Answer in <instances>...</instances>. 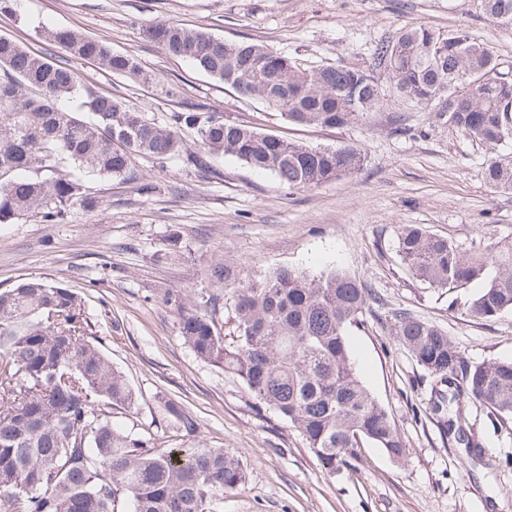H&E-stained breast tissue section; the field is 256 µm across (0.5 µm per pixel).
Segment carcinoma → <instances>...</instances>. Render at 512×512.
<instances>
[{
    "label": "carcinoma",
    "instance_id": "carcinoma-1",
    "mask_svg": "<svg viewBox=\"0 0 512 512\" xmlns=\"http://www.w3.org/2000/svg\"><path fill=\"white\" fill-rule=\"evenodd\" d=\"M484 7L492 20L512 23V0H484ZM143 35L274 110L279 105L266 94L283 92L288 109L281 115L294 125L341 128L379 101L365 68L303 67L263 43L226 41L174 23L148 25ZM40 36L65 58L37 55L0 36V224L33 214L59 223L75 204L92 212L99 201L73 170L137 183L133 161L141 155L203 174L211 172L212 157L230 155L296 189L363 164L354 146L311 148L193 104L158 123L82 83L69 60H90L166 98L181 96L178 84L77 30L43 27ZM373 60L405 97L442 102L448 122L491 151L488 184L512 190V157L495 153L512 143V75L500 70L490 44L463 32L410 29L377 45ZM75 99L76 112L66 107ZM184 128L197 134L199 150L187 149ZM397 248L411 276L431 288L453 292L480 283L464 304L466 317L486 321L512 309V242L462 250L404 224ZM224 295L234 312L231 340L211 313L181 317L182 337L197 357L239 378L330 473L353 466L367 445L406 460L405 440L360 378L348 345V330L377 301L371 289L336 269L311 275L280 268L243 284L226 265ZM393 336L431 379L433 419L469 458H480L482 442L463 426V415L478 403L499 421L512 419V361L471 364L444 329L407 312L396 316ZM139 401L96 344L74 292L42 280L0 290V512H222L224 490L246 483V467L222 448H165L112 424L113 411L130 415Z\"/></svg>",
    "mask_w": 512,
    "mask_h": 512
}]
</instances>
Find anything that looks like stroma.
I'll return each instance as SVG.
<instances>
[{"mask_svg": "<svg viewBox=\"0 0 512 512\" xmlns=\"http://www.w3.org/2000/svg\"><path fill=\"white\" fill-rule=\"evenodd\" d=\"M168 22L253 39L305 66L364 68L402 29L462 30L512 67V25L492 21L482 0H21L17 13H0V34L31 51L49 52L40 26L72 28L180 84L182 101H168L75 62L84 83L124 97L148 118L165 121L195 103L311 147H358L364 162L352 175L296 190L230 156L213 159L207 177L138 159L150 192L87 177L86 194L100 202L95 211L76 205L58 224L37 216L0 224V290L41 279L74 292L101 349L140 395L135 414H115L114 424L170 447L221 448L246 465L249 479L225 490L224 512H512V421L498 424L469 406L465 422L483 452L468 459L432 419L430 379L392 335L404 311L442 327L470 362L512 360V310L488 321L464 317L471 289L428 287L397 253L404 224L464 250L512 241V191L486 183L488 150L449 125L439 102L407 99L381 69L374 72L380 101L358 120L342 128L288 124L262 100L240 97L143 37L145 26ZM225 264L246 282L283 267L336 268L372 288L378 303L350 329V348L410 450L405 462L365 447L356 468L328 472L298 431L195 355L181 336V315L223 297L212 272ZM171 405L193 416L195 434L179 429Z\"/></svg>", "mask_w": 512, "mask_h": 512, "instance_id": "obj_1", "label": "stroma"}]
</instances>
